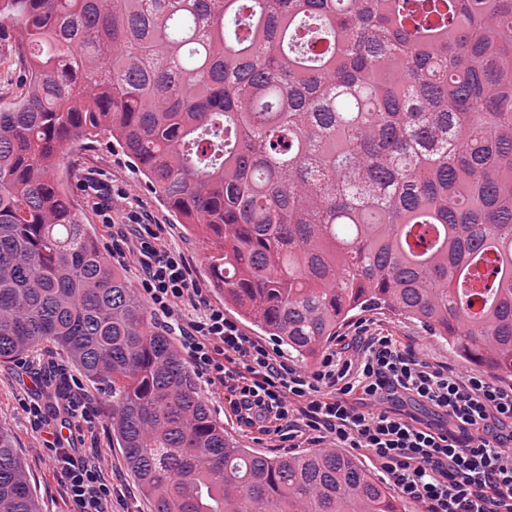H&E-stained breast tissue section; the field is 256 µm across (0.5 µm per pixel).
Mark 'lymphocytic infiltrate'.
Instances as JSON below:
<instances>
[{
    "mask_svg": "<svg viewBox=\"0 0 512 512\" xmlns=\"http://www.w3.org/2000/svg\"><path fill=\"white\" fill-rule=\"evenodd\" d=\"M112 249L132 257L150 309L188 317L190 363L222 390L240 427L293 445L353 448L385 472L419 512H512V383L423 358L412 343L359 325L313 369L244 336L211 305L186 257L163 244L145 215L128 211ZM403 395L440 416L431 423L391 407ZM70 512H112L106 463L77 454L63 436L45 441Z\"/></svg>",
    "mask_w": 512,
    "mask_h": 512,
    "instance_id": "obj_1",
    "label": "lymphocytic infiltrate"
}]
</instances>
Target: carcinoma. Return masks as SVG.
Listing matches in <instances>:
<instances>
[{"label": "carcinoma", "instance_id": "carcinoma-1", "mask_svg": "<svg viewBox=\"0 0 512 512\" xmlns=\"http://www.w3.org/2000/svg\"><path fill=\"white\" fill-rule=\"evenodd\" d=\"M0 360L107 388L152 512H402L356 456L213 419L60 175L102 135L211 247L224 304L303 359L385 309L512 377V0H0ZM0 512H40L0 429ZM8 26L0 36V98L9 100L18 93L26 71L15 55V42L7 34Z\"/></svg>", "mask_w": 512, "mask_h": 512}]
</instances>
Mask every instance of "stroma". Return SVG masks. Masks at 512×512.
Segmentation results:
<instances>
[{
  "label": "stroma",
  "mask_w": 512,
  "mask_h": 512,
  "mask_svg": "<svg viewBox=\"0 0 512 512\" xmlns=\"http://www.w3.org/2000/svg\"><path fill=\"white\" fill-rule=\"evenodd\" d=\"M62 178L79 206L84 223L90 224L95 231L104 254L111 255L112 252L109 219H120L122 210L135 208L157 224L162 240L171 248L184 253L190 264L191 276L198 287L202 288L207 301L223 308L229 319H236V312L225 307L223 294L212 288L209 282L208 251L205 244L177 224L163 199L144 186L131 159L119 146L110 145L102 138L90 147L67 153ZM358 318L373 321L378 327L413 342L431 361L452 366L458 363L447 343L432 336L417 321L373 308L359 312ZM25 357L36 364L52 359L65 365L68 374L80 382L84 394L92 399L98 410V441L92 444L85 440L81 446L85 449L93 448L95 453L105 458L106 477L121 491L120 501L113 505L115 512H151L149 500L127 469L122 451L113 440L112 421L104 407L103 387L86 382L80 368L55 346L40 345L26 352ZM198 389L207 401L214 419L223 424L244 447L256 448L272 456L279 455V448L275 447L269 437L259 438L239 427L223 397L213 387L202 382ZM61 390L57 380L45 375L35 379L19 368L16 362L0 361V427L8 430L13 437L41 512H69L68 500L56 475L38 454L46 432L36 427L23 413L21 403L24 398L32 396L41 399L46 409L50 410Z\"/></svg>",
  "instance_id": "stroma-1"
}]
</instances>
